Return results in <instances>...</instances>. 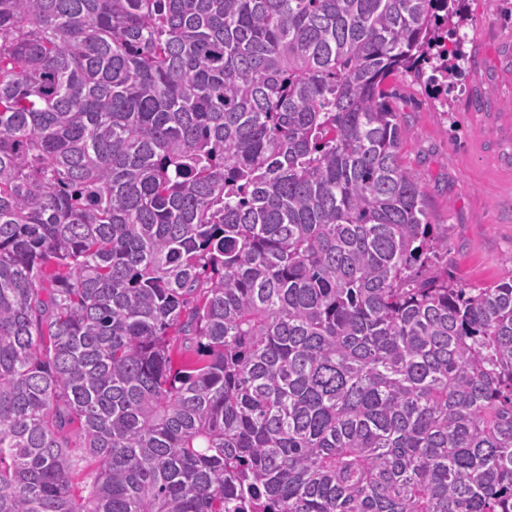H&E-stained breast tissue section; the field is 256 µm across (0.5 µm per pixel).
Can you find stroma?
Instances as JSON below:
<instances>
[{"instance_id":"1","label":"stroma","mask_w":512,"mask_h":512,"mask_svg":"<svg viewBox=\"0 0 512 512\" xmlns=\"http://www.w3.org/2000/svg\"><path fill=\"white\" fill-rule=\"evenodd\" d=\"M464 13L447 101L405 74L388 88L401 162L420 176L430 223L448 228V273L486 286L512 275V0H466Z\"/></svg>"}]
</instances>
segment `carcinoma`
<instances>
[{"label": "carcinoma", "instance_id": "obj_1", "mask_svg": "<svg viewBox=\"0 0 512 512\" xmlns=\"http://www.w3.org/2000/svg\"><path fill=\"white\" fill-rule=\"evenodd\" d=\"M462 2L0 0V512H512L388 102Z\"/></svg>", "mask_w": 512, "mask_h": 512}]
</instances>
